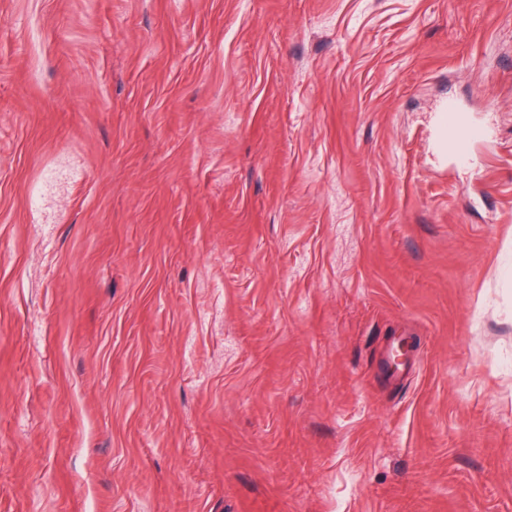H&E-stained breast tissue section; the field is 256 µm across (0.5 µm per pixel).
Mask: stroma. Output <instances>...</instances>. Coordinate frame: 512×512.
Returning <instances> with one entry per match:
<instances>
[{"mask_svg":"<svg viewBox=\"0 0 512 512\" xmlns=\"http://www.w3.org/2000/svg\"><path fill=\"white\" fill-rule=\"evenodd\" d=\"M0 512H512V0H0ZM442 112H448V116L453 118V124L448 125V130L456 133V142L459 144L454 150L457 166L467 168L471 164V157L462 144L467 140L478 137L480 131L477 127L469 125L466 119L461 116V111L455 101L448 100V103L443 105Z\"/></svg>","mask_w":512,"mask_h":512,"instance_id":"35a3bbf8","label":"stroma"}]
</instances>
